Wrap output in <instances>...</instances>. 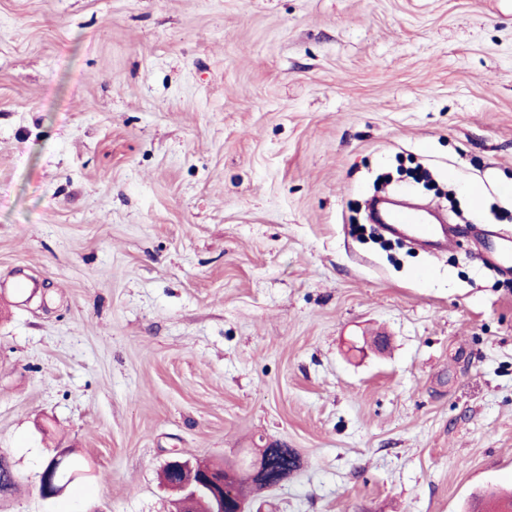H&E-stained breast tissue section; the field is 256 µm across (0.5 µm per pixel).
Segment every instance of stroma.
Listing matches in <instances>:
<instances>
[{
  "mask_svg": "<svg viewBox=\"0 0 512 512\" xmlns=\"http://www.w3.org/2000/svg\"><path fill=\"white\" fill-rule=\"evenodd\" d=\"M406 156L512 232V0H0V512L278 446L249 512L512 491V275L354 230ZM68 455L69 454L66 451L59 452L55 457H53L49 461L48 466L41 473L40 491L41 493H43L44 486L46 485V490L47 493L49 494V496L46 498L59 496L66 489L67 486L57 485L56 487H54L53 482L58 470L69 461ZM88 468V465L83 466V463L79 460H70L68 467L60 470L59 473L57 474V480L61 484H69L75 480L76 474L80 476L82 474L83 469Z\"/></svg>",
  "mask_w": 512,
  "mask_h": 512,
  "instance_id": "35a3bbf8",
  "label": "stroma"
}]
</instances>
